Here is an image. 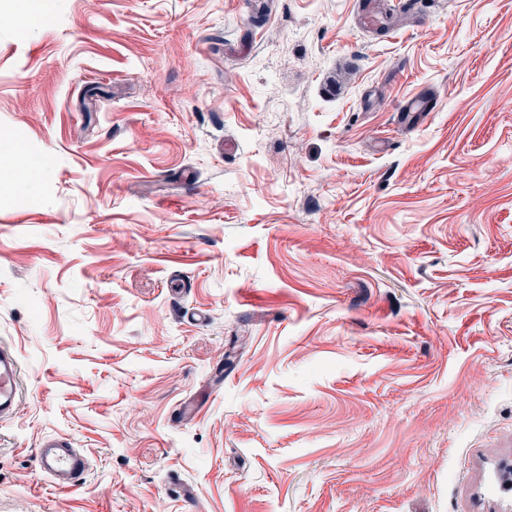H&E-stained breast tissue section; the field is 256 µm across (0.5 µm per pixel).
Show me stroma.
Wrapping results in <instances>:
<instances>
[{
    "instance_id": "35a3bbf8",
    "label": "stroma",
    "mask_w": 512,
    "mask_h": 512,
    "mask_svg": "<svg viewBox=\"0 0 512 512\" xmlns=\"http://www.w3.org/2000/svg\"><path fill=\"white\" fill-rule=\"evenodd\" d=\"M358 6L0 0V512H512V0ZM23 394L22 366L17 352L0 343V421L8 420ZM38 464L41 471L64 488L77 486L87 469L85 455L62 436H48L40 442Z\"/></svg>"
}]
</instances>
